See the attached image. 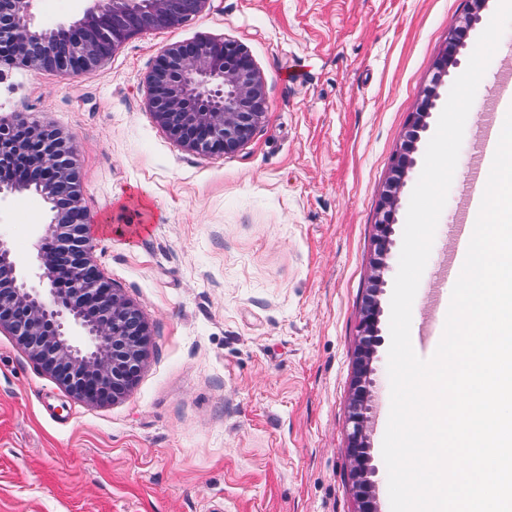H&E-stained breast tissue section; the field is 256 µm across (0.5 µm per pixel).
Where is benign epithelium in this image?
<instances>
[{
  "instance_id": "1",
  "label": "benign epithelium",
  "mask_w": 512,
  "mask_h": 512,
  "mask_svg": "<svg viewBox=\"0 0 512 512\" xmlns=\"http://www.w3.org/2000/svg\"><path fill=\"white\" fill-rule=\"evenodd\" d=\"M208 0H94L82 18L67 27L34 30L30 0H0V43L17 45L3 68L23 65L35 71L81 75L112 55L131 37L172 27L196 17ZM483 0H474L464 25L448 34V48L437 62L433 86L413 113L403 147L391 163L375 222V274L365 291L359 323V368L352 401L349 450L359 512H378L374 468L364 429L370 412L371 360L378 343L382 271L393 245L400 192L420 133L441 99L449 69L459 64L465 32L479 20ZM149 106L157 122L183 146L208 156L237 151L261 123L267 101L261 74L239 43L201 39L163 51L148 78ZM27 131L37 148L38 169L27 179L0 178V200L36 187L49 205L47 243L40 248L41 281L29 287L6 242L0 239V329L17 337L33 360L74 397L96 404L123 397L137 382L150 343L140 310L117 292L91 256L89 216L82 205L72 144L38 121H0V168L25 151L16 138Z\"/></svg>"
}]
</instances>
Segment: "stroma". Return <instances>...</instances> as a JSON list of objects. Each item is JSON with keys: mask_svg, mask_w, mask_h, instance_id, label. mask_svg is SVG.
I'll return each mask as SVG.
<instances>
[{"mask_svg": "<svg viewBox=\"0 0 512 512\" xmlns=\"http://www.w3.org/2000/svg\"><path fill=\"white\" fill-rule=\"evenodd\" d=\"M88 0H33L31 26L80 19ZM469 0H208L191 21L138 34L77 77L7 69L0 118L72 139L92 257L142 312L150 344L124 397L90 405L0 330V512H359L348 452L362 299L393 155ZM242 44L268 103L236 152L203 157L149 111L161 51ZM512 29L469 111L458 162L412 306L411 336L448 274ZM429 123L437 125V117ZM421 135L401 194L380 297L368 421L379 512H391L382 443L390 412V303ZM50 220L34 193L0 201V239L39 285ZM147 224L146 232L121 233Z\"/></svg>", "mask_w": 512, "mask_h": 512, "instance_id": "obj_1", "label": "stroma"}]
</instances>
